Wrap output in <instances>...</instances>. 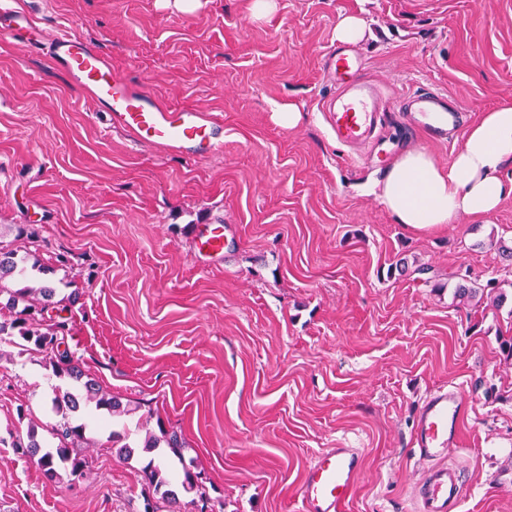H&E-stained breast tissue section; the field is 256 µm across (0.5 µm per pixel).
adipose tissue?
<instances>
[{"mask_svg": "<svg viewBox=\"0 0 512 512\" xmlns=\"http://www.w3.org/2000/svg\"><path fill=\"white\" fill-rule=\"evenodd\" d=\"M512 163V103L484 113L449 165L409 150L393 161L377 197L397 223L436 231L460 215L479 218L512 196L502 171Z\"/></svg>", "mask_w": 512, "mask_h": 512, "instance_id": "1", "label": "adipose tissue"}]
</instances>
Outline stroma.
Wrapping results in <instances>:
<instances>
[{"label": "stroma", "instance_id": "obj_1", "mask_svg": "<svg viewBox=\"0 0 512 512\" xmlns=\"http://www.w3.org/2000/svg\"><path fill=\"white\" fill-rule=\"evenodd\" d=\"M48 34L80 33L127 79L173 107L224 122V144L190 158L112 129L107 113L42 51L0 39V243L61 253L60 295L76 294L64 346L132 414L87 416L81 476L48 480L13 444L56 423L63 381L42 355L0 358V512H143L142 462L110 431H177L210 512H303L296 490L324 449H361L347 512H413L422 469L412 433L442 385L467 405L449 455L469 491L460 512H512V196L489 215L418 234L372 192L417 149L451 162L461 140L427 142L388 115L384 150L339 145L321 104L339 15L368 26L358 48L390 97L421 84L473 120L512 102V0H0ZM294 104L299 124L279 125ZM224 224V255L195 254L199 226ZM27 224L36 239L16 240ZM495 282L502 307L463 303L459 279Z\"/></svg>", "mask_w": 512, "mask_h": 512}]
</instances>
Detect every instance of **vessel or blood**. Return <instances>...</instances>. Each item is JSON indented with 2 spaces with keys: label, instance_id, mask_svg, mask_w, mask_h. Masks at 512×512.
<instances>
[{
  "label": "vessel or blood",
  "instance_id": "obj_1",
  "mask_svg": "<svg viewBox=\"0 0 512 512\" xmlns=\"http://www.w3.org/2000/svg\"><path fill=\"white\" fill-rule=\"evenodd\" d=\"M0 37H22L27 45L45 46L54 65L108 113L114 128L135 141L192 157L209 155L224 143L222 121L199 107L177 109L159 102L142 86L120 77L110 56L76 33L44 35L25 12L1 6ZM327 58L336 90L322 109L339 143L359 148L374 142L392 110L417 115L435 141L448 144L470 118L447 93L426 85L396 99L387 97L383 87L365 75L356 49L336 48ZM225 245L220 224L205 225L194 239L199 253L218 255ZM463 413V395L455 386L434 390L420 408L414 442L423 467L415 491L416 512H457L463 501L467 482L459 469L446 463L449 451L462 443ZM363 469L360 449L323 451L298 487L304 512H345Z\"/></svg>",
  "mask_w": 512,
  "mask_h": 512
}]
</instances>
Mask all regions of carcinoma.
<instances>
[{
  "instance_id": "cac0c4a2",
  "label": "carcinoma",
  "mask_w": 512,
  "mask_h": 512,
  "mask_svg": "<svg viewBox=\"0 0 512 512\" xmlns=\"http://www.w3.org/2000/svg\"><path fill=\"white\" fill-rule=\"evenodd\" d=\"M27 261L28 257L18 255L17 250L0 245V337H11V344L17 337L31 345V350L48 359L57 376L70 382L65 390L54 389L51 398V411L60 416V420L51 427V436L56 442L43 444L33 432L27 444L15 445L21 453L38 461L45 477L53 480L60 469L77 474L86 465L85 451L90 442L86 426L78 418L82 408L93 405L114 418L129 414L130 409L120 397L103 392L95 379L73 363L68 350L60 349L63 344L60 333L65 322L59 317L68 307L56 299V288L49 284L37 288L17 287L19 278L25 276L27 270L46 274L53 271V267L38 258L30 266ZM109 439L117 455L128 462L143 452L157 451L162 456L173 455L181 464L182 480L178 484L168 469L151 462L144 467L147 485L143 495L144 512H162L165 505L177 503L180 489L187 493L195 492L201 499L205 497L181 455L183 443L176 431L162 430L157 434L147 428L135 444L126 442V437L117 431L112 432Z\"/></svg>"
}]
</instances>
